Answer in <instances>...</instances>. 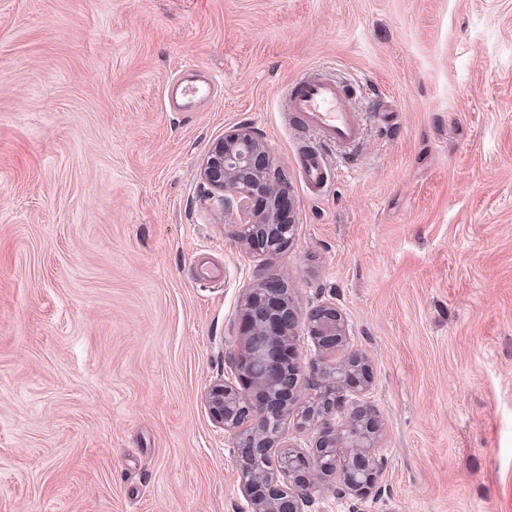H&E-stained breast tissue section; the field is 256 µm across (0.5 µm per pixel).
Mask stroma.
<instances>
[{
  "instance_id": "1",
  "label": "stroma",
  "mask_w": 512,
  "mask_h": 512,
  "mask_svg": "<svg viewBox=\"0 0 512 512\" xmlns=\"http://www.w3.org/2000/svg\"><path fill=\"white\" fill-rule=\"evenodd\" d=\"M184 65L222 84L166 108ZM317 67L382 95L303 183ZM268 145L295 236L253 257L200 163ZM337 304L370 360L378 484L312 512H512V0H0V512H245L204 393L246 289Z\"/></svg>"
}]
</instances>
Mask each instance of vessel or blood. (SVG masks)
Returning a JSON list of instances; mask_svg holds the SVG:
<instances>
[{
    "mask_svg": "<svg viewBox=\"0 0 512 512\" xmlns=\"http://www.w3.org/2000/svg\"><path fill=\"white\" fill-rule=\"evenodd\" d=\"M216 89L213 75L196 68L182 71L168 84V107L173 112L200 111ZM285 104L289 125L311 138L300 149L303 179L311 188H323L328 171L324 150L351 147L361 140L363 125L359 114L346 87L319 69L309 70L289 84Z\"/></svg>",
    "mask_w": 512,
    "mask_h": 512,
    "instance_id": "vessel-or-blood-1",
    "label": "vessel or blood"
}]
</instances>
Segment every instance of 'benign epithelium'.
<instances>
[{
    "label": "benign epithelium",
    "mask_w": 512,
    "mask_h": 512,
    "mask_svg": "<svg viewBox=\"0 0 512 512\" xmlns=\"http://www.w3.org/2000/svg\"><path fill=\"white\" fill-rule=\"evenodd\" d=\"M272 160L267 144L250 127L239 125L224 133L210 146L200 165V177L224 200L229 208L237 199L253 215V221L242 224L235 238L252 245V236L266 235L264 246L254 249L259 255L271 256L286 249L295 235L296 225L275 208L282 200L283 189L271 172ZM266 285L245 294L240 321L243 339L233 362L242 381L259 389L268 380H276L282 392L293 395L299 385L297 369L283 372L295 355L291 331L299 321V312L289 301L272 313L267 308ZM308 336L321 351L344 346L350 339L349 324L332 302H323L311 309L306 319ZM369 364L352 353L335 367L323 371L321 387L330 390L334 408L345 417L339 429L323 427L314 438L316 452L304 457L298 468L292 456L300 454L286 444L288 459L277 463L267 476L260 477L242 470L249 512H307L312 505L311 474L326 479L319 462V448L336 449L344 492L364 499L374 488L384 460L376 456L373 433L376 423L363 432L359 425L365 411L358 396L369 383ZM236 389L222 381L213 382L204 401L212 420L227 432L240 433L239 441L249 440L250 448L237 446L238 454L264 452L282 440V434H268L265 406L242 409L237 403Z\"/></svg>",
    "instance_id": "1"
}]
</instances>
